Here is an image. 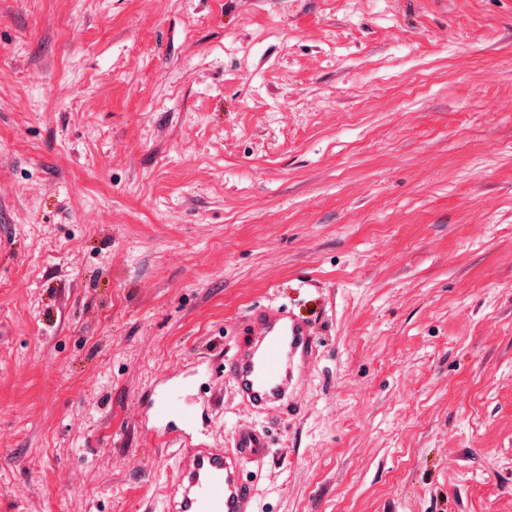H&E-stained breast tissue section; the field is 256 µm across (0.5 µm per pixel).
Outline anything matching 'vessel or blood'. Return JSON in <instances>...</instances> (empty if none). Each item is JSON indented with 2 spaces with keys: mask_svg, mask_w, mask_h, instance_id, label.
<instances>
[{
  "mask_svg": "<svg viewBox=\"0 0 512 512\" xmlns=\"http://www.w3.org/2000/svg\"><path fill=\"white\" fill-rule=\"evenodd\" d=\"M243 331L220 363V373L249 410L292 412L316 352L310 325L286 306L269 305L253 308ZM146 415L158 435L180 444L167 481L166 512H256V478L248 467L270 455L265 430L240 427L226 447L190 443L199 416L178 383L153 393Z\"/></svg>",
  "mask_w": 512,
  "mask_h": 512,
  "instance_id": "1",
  "label": "vessel or blood"
}]
</instances>
